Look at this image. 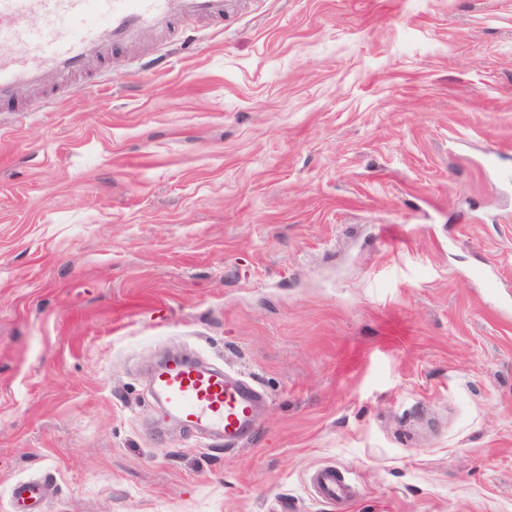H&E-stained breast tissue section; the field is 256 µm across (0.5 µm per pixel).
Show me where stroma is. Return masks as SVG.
I'll return each mask as SVG.
<instances>
[{
    "mask_svg": "<svg viewBox=\"0 0 512 512\" xmlns=\"http://www.w3.org/2000/svg\"><path fill=\"white\" fill-rule=\"evenodd\" d=\"M0 112V512H512V0H228ZM252 378L240 449L148 372ZM312 488L319 497L331 502L350 504L353 494L350 486L337 475L335 466H325L312 477Z\"/></svg>",
    "mask_w": 512,
    "mask_h": 512,
    "instance_id": "35a3bbf8",
    "label": "stroma"
}]
</instances>
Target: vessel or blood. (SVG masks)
Segmentation results:
<instances>
[{
  "label": "vessel or blood",
  "instance_id": "b4317fda",
  "mask_svg": "<svg viewBox=\"0 0 512 512\" xmlns=\"http://www.w3.org/2000/svg\"><path fill=\"white\" fill-rule=\"evenodd\" d=\"M225 8L226 0H0V103L17 111L22 92L85 73L146 35L177 36L186 20L221 22ZM152 391L165 415L229 448L254 430L264 401L248 379L188 358L158 362ZM312 488L331 502L353 499L332 466L314 473Z\"/></svg>",
  "mask_w": 512,
  "mask_h": 512
}]
</instances>
